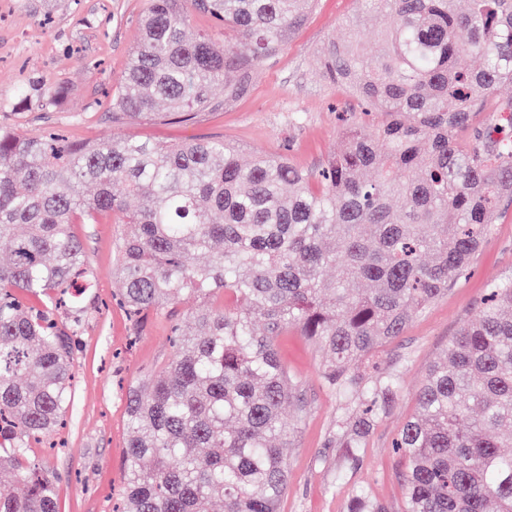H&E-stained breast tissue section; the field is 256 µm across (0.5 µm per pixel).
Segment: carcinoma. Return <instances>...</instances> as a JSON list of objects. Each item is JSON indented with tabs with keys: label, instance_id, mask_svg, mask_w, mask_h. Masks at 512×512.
I'll return each mask as SVG.
<instances>
[{
	"label": "carcinoma",
	"instance_id": "cac0c4a2",
	"mask_svg": "<svg viewBox=\"0 0 512 512\" xmlns=\"http://www.w3.org/2000/svg\"><path fill=\"white\" fill-rule=\"evenodd\" d=\"M316 0H149L141 38L110 100L112 124L186 123L247 93L254 73ZM385 17L373 49L359 24L318 52L370 134L346 126L336 154L306 172L285 155L243 160L226 140L134 135L73 143L0 126V471L17 472L0 512H59L34 449L71 401L72 337L91 287L75 224L119 216L118 300L134 317L195 299L170 364L126 394L128 443L113 512H279L288 491L283 408L296 385L276 344L290 329L325 354L342 406L331 431L336 479L402 389V367L363 362L443 297L512 195V141L478 125L487 100L512 122V0H363ZM224 30L187 35L192 13ZM479 59L463 69L457 59ZM224 87V98L214 96ZM18 105L57 107L50 91ZM137 204L129 206V199ZM71 313L70 321L59 318ZM394 441L400 512H512V276L486 285L476 320L416 390ZM345 512H391L369 486Z\"/></svg>",
	"mask_w": 512,
	"mask_h": 512
}]
</instances>
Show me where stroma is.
Segmentation results:
<instances>
[{"label": "stroma", "instance_id": "1", "mask_svg": "<svg viewBox=\"0 0 512 512\" xmlns=\"http://www.w3.org/2000/svg\"><path fill=\"white\" fill-rule=\"evenodd\" d=\"M146 8L147 0H80L76 8L71 0H0V124L23 135L56 128L79 142L128 134L162 142L223 139L247 156L256 150L287 152L291 163L306 171L321 168L335 152L340 119L357 105L347 90L320 77L316 53L324 41L342 36L356 0H319L232 106L201 113L187 124L116 126L102 102L103 90L120 82ZM20 87L35 95L59 88L63 95L53 110L14 111L10 105ZM120 231L111 216L74 227L96 285L82 301L72 400L57 434L62 446L45 454L60 512H112L124 482L126 392L147 385L172 360L171 326L186 320L194 304L188 298L165 312L130 320L114 301ZM510 274L512 198H505L471 274L383 347V367L404 365V392L368 437L360 469L342 481L336 478L337 451L329 443L340 405L322 378L324 354L296 331L278 338L298 394L282 411L290 434L284 450L288 492L280 512H343L357 484L369 485L394 510L400 507L392 440L417 411L415 391L428 368L445 361L460 326L478 316L486 284Z\"/></svg>", "mask_w": 512, "mask_h": 512}]
</instances>
